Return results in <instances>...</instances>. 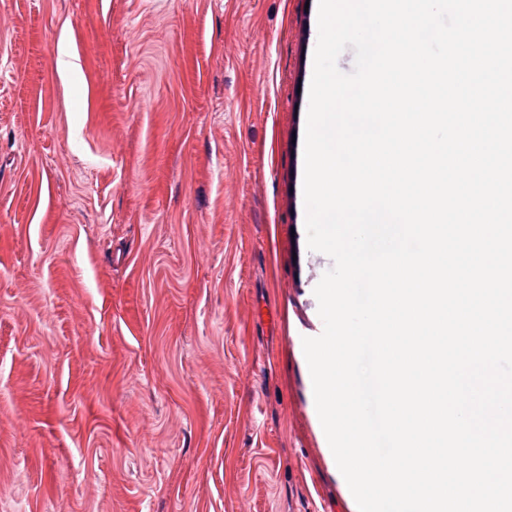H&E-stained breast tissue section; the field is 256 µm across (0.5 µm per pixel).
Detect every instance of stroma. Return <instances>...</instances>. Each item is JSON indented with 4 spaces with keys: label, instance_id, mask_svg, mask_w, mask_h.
<instances>
[{
    "label": "stroma",
    "instance_id": "1",
    "mask_svg": "<svg viewBox=\"0 0 512 512\" xmlns=\"http://www.w3.org/2000/svg\"><path fill=\"white\" fill-rule=\"evenodd\" d=\"M317 32L318 0H0V512H349L302 346Z\"/></svg>",
    "mask_w": 512,
    "mask_h": 512
}]
</instances>
